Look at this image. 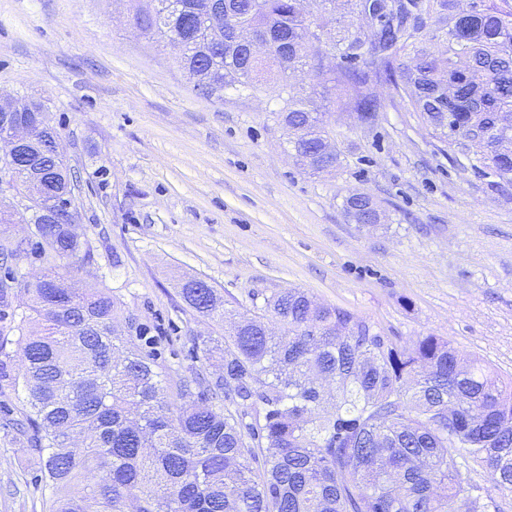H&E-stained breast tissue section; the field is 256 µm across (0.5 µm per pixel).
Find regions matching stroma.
Segmentation results:
<instances>
[{"instance_id":"1","label":"stroma","mask_w":512,"mask_h":512,"mask_svg":"<svg viewBox=\"0 0 512 512\" xmlns=\"http://www.w3.org/2000/svg\"><path fill=\"white\" fill-rule=\"evenodd\" d=\"M128 13L127 0H0V97L48 104L90 250L60 271L154 336L171 386L224 368L192 352L225 326L183 301L191 279L229 310L303 288L394 342L437 336L512 377V182L462 169L386 86L373 125L334 122L340 167L309 174L287 155L271 89L207 96ZM354 190L384 224L347 223ZM17 403L0 384V512H45Z\"/></svg>"}]
</instances>
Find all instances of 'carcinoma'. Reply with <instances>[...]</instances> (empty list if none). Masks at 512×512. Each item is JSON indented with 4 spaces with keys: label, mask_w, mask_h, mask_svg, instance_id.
<instances>
[{
    "label": "carcinoma",
    "mask_w": 512,
    "mask_h": 512,
    "mask_svg": "<svg viewBox=\"0 0 512 512\" xmlns=\"http://www.w3.org/2000/svg\"><path fill=\"white\" fill-rule=\"evenodd\" d=\"M143 34L183 44L177 60L207 94L272 86L273 112L289 150L313 173L341 164L327 153L331 124L312 93L292 83L302 68L334 90L339 116L374 123L371 91L388 84L433 137L473 168L512 181V0L459 19V0H131ZM422 15L437 32H419ZM267 37L255 57L239 38ZM220 28L223 40L210 32ZM10 106L36 115L30 158L0 159V173L26 199L35 240L0 248L47 263L12 307L0 288V315L23 365L0 340V381L22 392L26 447L43 462L49 512H490L494 495H512V380L436 336L396 344L370 321L317 302L301 288L264 299L280 326L271 334L243 314L230 334L201 341L224 372L170 393L153 341L128 320L113 323L112 295L64 281L58 258L80 250L69 225L48 222L70 172L51 144L48 107L18 97ZM376 203L345 197L357 224ZM185 303L224 321L214 288H182ZM222 397L228 407L218 409ZM261 405L253 422L243 411Z\"/></svg>",
    "instance_id": "obj_1"
}]
</instances>
